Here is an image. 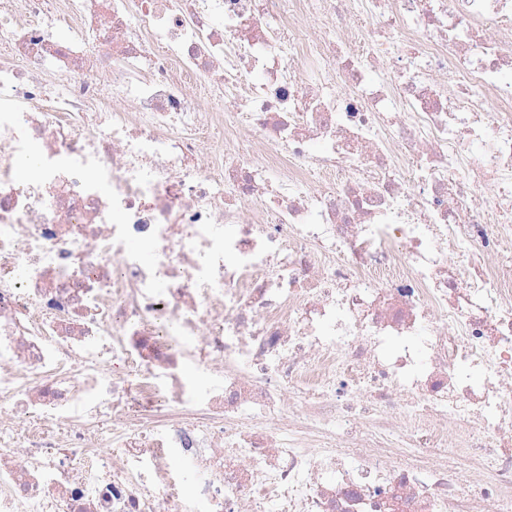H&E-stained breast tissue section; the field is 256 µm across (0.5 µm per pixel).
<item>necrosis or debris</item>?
Wrapping results in <instances>:
<instances>
[{
  "mask_svg": "<svg viewBox=\"0 0 512 512\" xmlns=\"http://www.w3.org/2000/svg\"><path fill=\"white\" fill-rule=\"evenodd\" d=\"M507 430L512 0H0V512H512Z\"/></svg>",
  "mask_w": 512,
  "mask_h": 512,
  "instance_id": "necrosis-or-debris-1",
  "label": "necrosis or debris"
}]
</instances>
